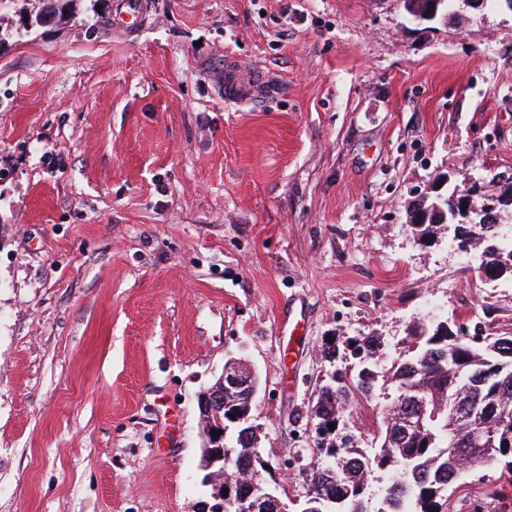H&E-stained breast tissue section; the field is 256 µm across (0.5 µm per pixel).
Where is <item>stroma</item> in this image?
<instances>
[{"instance_id":"1","label":"stroma","mask_w":512,"mask_h":512,"mask_svg":"<svg viewBox=\"0 0 512 512\" xmlns=\"http://www.w3.org/2000/svg\"><path fill=\"white\" fill-rule=\"evenodd\" d=\"M0 0V512H204L198 396L255 368L300 512L323 350L442 316L512 335V277L418 244L415 201L512 197V10L457 0ZM238 62L283 93L224 99ZM499 500H491L492 490ZM451 512H512L496 464ZM117 6L112 14V27L132 30L141 21L142 1L145 0H116Z\"/></svg>"}]
</instances>
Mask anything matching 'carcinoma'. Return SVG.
<instances>
[{"mask_svg":"<svg viewBox=\"0 0 512 512\" xmlns=\"http://www.w3.org/2000/svg\"><path fill=\"white\" fill-rule=\"evenodd\" d=\"M498 225L482 232L468 224L458 226L459 235L480 248L478 268L489 276H512V253L508 234ZM444 226L410 224V232L421 244H430ZM416 347L399 356L386 369L380 367L381 342L375 336L351 339L356 358H365L376 374L371 379L357 372L349 379L336 372V390L320 386L312 416L316 422L314 446L321 467L308 479L313 497L330 496L344 500L332 505V512H365L363 500L377 472L386 480L377 490L380 506L376 512H450L448 489L457 481L462 464L473 467L498 463L512 473V338L502 347L503 336H491L480 347L462 340L454 330L429 324L410 326ZM394 393L390 414H380L375 453L368 454L352 431L347 412L360 401H373L377 390ZM435 415L428 426L412 430L407 420L421 410ZM480 422L494 435L498 453L494 458L475 454L465 444L468 423ZM334 425L328 429V425ZM462 442V451L450 452L452 439ZM260 432L234 442L236 452L226 470L212 475L220 485L241 489L251 466L261 469Z\"/></svg>","mask_w":512,"mask_h":512,"instance_id":"cac0c4a2","label":"carcinoma"}]
</instances>
